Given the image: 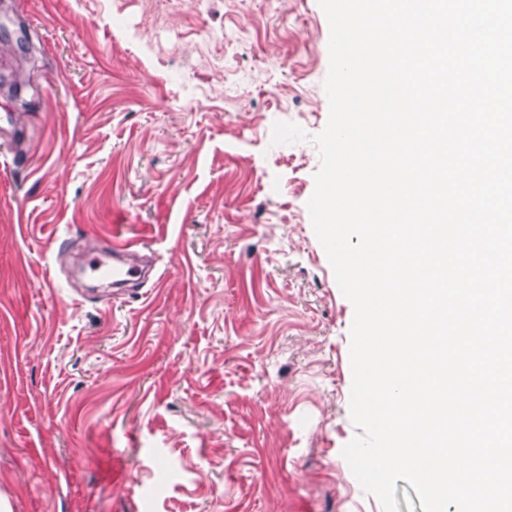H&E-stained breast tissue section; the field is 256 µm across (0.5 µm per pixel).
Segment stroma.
Instances as JSON below:
<instances>
[{
  "label": "stroma",
  "mask_w": 512,
  "mask_h": 512,
  "mask_svg": "<svg viewBox=\"0 0 512 512\" xmlns=\"http://www.w3.org/2000/svg\"><path fill=\"white\" fill-rule=\"evenodd\" d=\"M0 495L11 512H383L342 455L354 310L307 202L318 0H0ZM158 285L67 272L111 235ZM120 464L124 480L103 469Z\"/></svg>",
  "instance_id": "stroma-1"
}]
</instances>
